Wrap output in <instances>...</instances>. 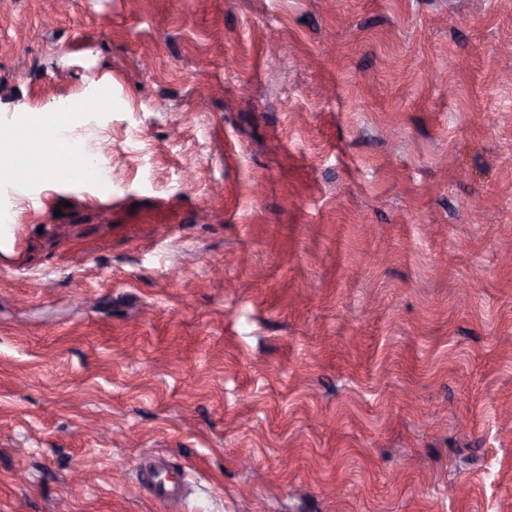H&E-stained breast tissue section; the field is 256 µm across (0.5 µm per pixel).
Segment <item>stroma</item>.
<instances>
[{"mask_svg": "<svg viewBox=\"0 0 512 512\" xmlns=\"http://www.w3.org/2000/svg\"><path fill=\"white\" fill-rule=\"evenodd\" d=\"M512 0H0V512H512ZM77 120V115L58 114L56 111L51 110L37 117L32 125H29L28 122H23V127L20 128L19 131L23 129L34 131L36 145L30 147L23 144L21 140L28 143L30 137L26 132H21L19 134L21 140L16 136L13 139V145L10 151L13 152L12 157L19 156L23 153L27 154L24 155L22 160L17 161L14 157L11 163L7 162L6 165L1 164V173H8L15 179H17L16 173L22 168H28L31 171H39V174L36 176L39 179H44L48 175L63 173L65 168L59 165L52 167L53 163L56 162L57 153L68 147L67 145L59 143L57 133L59 129L63 127L69 128L73 126ZM136 474L143 491L169 506L176 505L184 494V471L162 453L146 454L137 464Z\"/></svg>", "mask_w": 512, "mask_h": 512, "instance_id": "1", "label": "stroma"}]
</instances>
